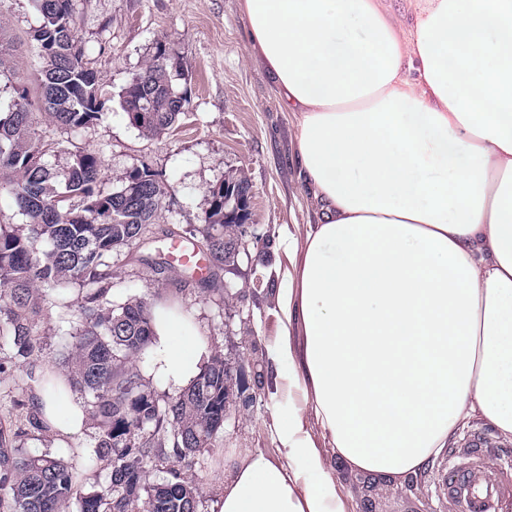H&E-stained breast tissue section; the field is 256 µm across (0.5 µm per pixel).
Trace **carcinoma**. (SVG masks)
Segmentation results:
<instances>
[{"mask_svg": "<svg viewBox=\"0 0 512 512\" xmlns=\"http://www.w3.org/2000/svg\"><path fill=\"white\" fill-rule=\"evenodd\" d=\"M33 7L32 38L44 59L36 91L45 113L33 111L20 83L0 111V188L10 189L26 219L22 229L0 224V334L11 350L0 357V373L30 362L39 350L42 302L75 285L86 290L78 326L69 333L77 355L68 381L99 428L89 461L107 460L112 470L106 483L83 492L66 463L31 453L22 428L0 423V512H65L74 502L78 512H198L199 493L178 470L147 487L141 464L151 456L190 458L224 432V404L239 399L224 392L233 369L215 356L190 386L162 402L130 365L154 335V304L134 298L103 306L112 254L126 250L149 263L138 248L159 219L167 187L163 174L144 163L125 177V193L114 196L102 187L100 157L84 148L70 152L62 168L49 162L39 116L65 131L99 121L103 82L84 47L71 51L66 29L74 27L73 0H33ZM170 48L166 40L156 42L146 69L120 95L130 124L146 136L172 127L188 103L177 86L183 73L165 57ZM224 179L241 195L251 187L242 172ZM240 226L233 218L204 223L191 231L193 249L214 270L229 266L239 256ZM14 405L28 409L31 428L50 427L36 403L16 399ZM144 422L151 424L147 437Z\"/></svg>", "mask_w": 512, "mask_h": 512, "instance_id": "carcinoma-1", "label": "carcinoma"}]
</instances>
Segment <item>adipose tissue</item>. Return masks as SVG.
Instances as JSON below:
<instances>
[{
    "label": "adipose tissue",
    "instance_id": "1",
    "mask_svg": "<svg viewBox=\"0 0 512 512\" xmlns=\"http://www.w3.org/2000/svg\"><path fill=\"white\" fill-rule=\"evenodd\" d=\"M241 10L318 220L282 234L277 452L226 459L219 512H344L318 438L404 480L466 420L512 441V0ZM154 330L158 374L187 386L207 343L164 303ZM42 403L61 437L82 434L77 394Z\"/></svg>",
    "mask_w": 512,
    "mask_h": 512
}]
</instances>
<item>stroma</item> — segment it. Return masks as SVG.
<instances>
[{
	"mask_svg": "<svg viewBox=\"0 0 512 512\" xmlns=\"http://www.w3.org/2000/svg\"><path fill=\"white\" fill-rule=\"evenodd\" d=\"M74 11L77 37L103 79V115L93 125L68 133L43 122L51 161L65 164L77 146L94 151L102 160L108 189L118 185L127 169L144 162L163 172L168 193L153 226L157 232L169 227L188 232L203 224L213 187L225 173L245 172L254 190L252 221L271 239L261 258L239 257L236 265L218 271L209 286L186 281L182 267L157 275L118 252L112 257L107 300L113 306L132 297L178 303L208 342L210 355L224 356L243 371L250 388L260 387L261 352L280 334L275 290L279 273L288 267L280 230L315 223L317 214L299 178L293 118L283 110L265 68L248 57L241 0H75ZM34 24L31 0H0V40L11 45L0 59V70L30 83L42 68L31 38ZM164 38L175 45V63L187 78L189 103L170 129L146 137L130 125L120 93L144 71L155 42ZM65 299L63 308L51 300L44 305L37 370L65 369L63 333L76 326L83 293L71 288ZM272 419L273 404L265 396L237 407L224 433L196 455L192 466L183 468L184 477L199 489L201 512H218L226 453L254 448L275 453ZM97 434L91 423L76 441L61 440L52 430H34L25 446L64 459L82 489L89 490L109 475L106 463L87 465L86 454ZM479 436L488 441L482 463L498 462L506 443L482 421H466L442 454L415 477L412 491L351 472L327 442H320L319 449L335 469L345 512H459L437 482Z\"/></svg>",
	"mask_w": 512,
	"mask_h": 512,
	"instance_id": "1",
	"label": "stroma"
}]
</instances>
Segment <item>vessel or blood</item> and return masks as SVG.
I'll return each instance as SVG.
<instances>
[{"mask_svg": "<svg viewBox=\"0 0 512 512\" xmlns=\"http://www.w3.org/2000/svg\"><path fill=\"white\" fill-rule=\"evenodd\" d=\"M441 487L463 512H499L503 502L512 499V475L494 480L476 465L449 469L441 478Z\"/></svg>", "mask_w": 512, "mask_h": 512, "instance_id": "1", "label": "vessel or blood"}]
</instances>
